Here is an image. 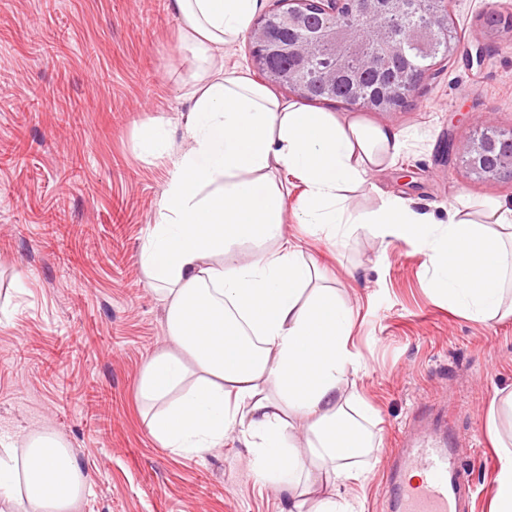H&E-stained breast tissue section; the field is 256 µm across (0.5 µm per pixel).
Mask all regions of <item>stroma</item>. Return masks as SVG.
Instances as JSON below:
<instances>
[{
    "label": "stroma",
    "instance_id": "obj_1",
    "mask_svg": "<svg viewBox=\"0 0 512 512\" xmlns=\"http://www.w3.org/2000/svg\"><path fill=\"white\" fill-rule=\"evenodd\" d=\"M512 14V0H451L460 36L455 54L422 82L413 105L391 114L361 111L366 122L400 131L406 146L374 175L377 191L349 195L357 211L377 210L387 192L435 221L448 219L460 194L512 207V181H476L449 159L448 141H466L482 115L512 128V33L490 32L491 10ZM61 34L64 58L38 51ZM483 58H476V48ZM102 69L93 75L87 56ZM194 60L181 48L168 0H0V145L22 141L15 164H0V432L17 441L52 432L87 478L78 512H286V494L261 483L237 433L205 453L162 447L147 432L136 388L145 362L166 336L165 308L140 263V250L170 176L167 154H147L139 132L176 124ZM39 95V118L21 123L16 105ZM77 135L57 127L64 102ZM83 166L66 182L63 153ZM61 202L84 230L87 256L63 264L46 246L43 210ZM318 263L323 284L352 307V348L363 368L360 394L379 412L378 448L367 481L349 497L363 512H388L383 482L401 432L418 424L451 435L469 467L475 494L468 512H490L498 453L485 429L493 398L512 391V318L477 323L429 288L432 267L414 242L357 233L333 243L295 219L284 226ZM119 246L120 266L109 263ZM62 346L70 400L57 396L40 355ZM95 389L111 402L107 432L95 435L81 396Z\"/></svg>",
    "mask_w": 512,
    "mask_h": 512
}]
</instances>
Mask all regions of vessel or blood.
I'll list each match as a JSON object with an SVG mask.
<instances>
[{"label":"vessel or blood","instance_id":"obj_1","mask_svg":"<svg viewBox=\"0 0 512 512\" xmlns=\"http://www.w3.org/2000/svg\"><path fill=\"white\" fill-rule=\"evenodd\" d=\"M384 486L393 512H464L469 478L454 448L433 437L402 438ZM417 471L419 484L406 476Z\"/></svg>","mask_w":512,"mask_h":512}]
</instances>
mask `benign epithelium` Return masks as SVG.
<instances>
[{"instance_id": "1", "label": "benign epithelium", "mask_w": 512, "mask_h": 512, "mask_svg": "<svg viewBox=\"0 0 512 512\" xmlns=\"http://www.w3.org/2000/svg\"><path fill=\"white\" fill-rule=\"evenodd\" d=\"M248 32L252 60L266 79L309 100L320 90L350 109L393 113L412 103L437 59L460 40L449 0H274ZM408 65L392 73L389 63ZM448 153L481 181L512 180V130L487 117L479 130Z\"/></svg>"}]
</instances>
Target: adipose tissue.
I'll return each mask as SVG.
<instances>
[{"label":"adipose tissue","instance_id":"1","mask_svg":"<svg viewBox=\"0 0 512 512\" xmlns=\"http://www.w3.org/2000/svg\"><path fill=\"white\" fill-rule=\"evenodd\" d=\"M260 0H170L196 62L178 124L186 146L171 172L140 260L166 309L169 344L142 368L146 428L163 447L199 454L238 430L264 484L288 495V512H361L343 494L366 479L376 410L356 389L353 312L336 289L314 286L315 261L284 236L276 171L293 176L298 223L343 240L358 231L415 242L429 252L430 287L459 314L486 323L512 316V209L461 195L447 224L390 197L371 213L348 193L405 147L396 129L312 111L272 94L222 51L249 28ZM512 392L491 405L499 449L493 512H512V442L498 425ZM0 435V503L76 512L86 480L54 434L17 457ZM330 495L309 502L312 473Z\"/></svg>","mask_w":512,"mask_h":512}]
</instances>
